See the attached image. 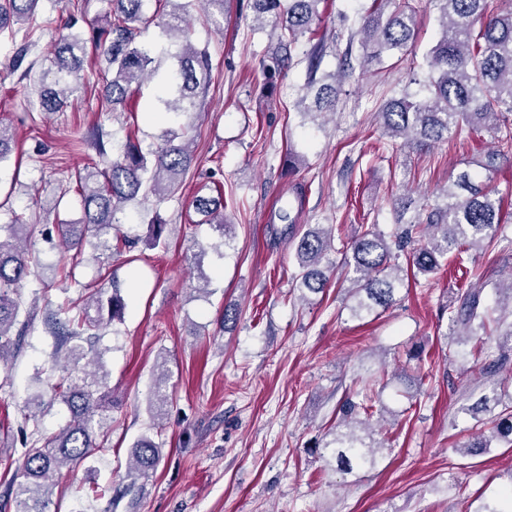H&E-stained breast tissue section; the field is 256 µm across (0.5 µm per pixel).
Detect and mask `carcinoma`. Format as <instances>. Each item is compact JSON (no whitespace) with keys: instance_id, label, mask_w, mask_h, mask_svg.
<instances>
[{"instance_id":"carcinoma-1","label":"carcinoma","mask_w":512,"mask_h":512,"mask_svg":"<svg viewBox=\"0 0 512 512\" xmlns=\"http://www.w3.org/2000/svg\"><path fill=\"white\" fill-rule=\"evenodd\" d=\"M41 0H0V45H9V53L0 60V71L8 75H29L24 66L35 41L31 30L19 28L22 23L36 22ZM112 12L100 19L98 44L101 56L112 69L106 98L112 106L123 105L133 94L132 85L151 80L158 73L150 50L140 45L138 23L144 19L149 3H154L153 17L166 44L171 48L172 64L161 82V99L166 113L190 115L197 105L202 76L208 75L210 55L194 46L189 39L185 14L187 0H109ZM253 11V22L270 26L277 40L268 71H280L292 63V49L312 26L320 21L319 5L324 0H239ZM171 6L173 13L165 12ZM437 10L440 36L427 52L428 94L413 99L405 94L389 100L379 112L386 135L397 141L400 149L422 150L438 142L486 132L496 141L495 149L476 152L466 169L448 182L442 191L443 203L436 204L418 217L404 220L412 201H402L397 209L396 232L385 235L377 225L365 227L341 251L339 265L323 262L335 249L334 228L306 230L294 242L300 290L319 293L337 278L338 268L353 276L346 289L351 316L363 319L385 311L396 303V295L404 286L399 265L405 256L407 266L421 275L433 273L441 259L450 253L488 250L503 224L501 202L494 191L478 180L477 170L493 171L499 160L512 154V6L500 9L493 0H428ZM417 35L415 11L408 0H372V7L361 18L354 32L366 54L359 60L360 73L382 54L397 55L398 60L412 53ZM326 49L324 38L302 50L299 62L306 64V82L300 88L297 105L313 97L315 111L305 112L310 118L334 112L336 83L353 76L350 63L339 70L319 73ZM84 45L70 32L55 40L52 66L55 87L39 91L38 102L43 111L63 108L68 92L77 87L83 69ZM98 160L75 173L74 191L80 196L82 218L77 224H60L65 243L82 248L88 243L94 249L112 250V244L123 247L138 242L128 235H118L117 213L137 197L163 201L182 184L192 161L186 133L165 130L160 144L147 150L127 139L113 156L101 141L95 142ZM215 196H195V211L210 217L211 226L222 232L224 224V190L216 188ZM0 368L8 366L7 355L13 346L12 327L19 316L20 305L13 294L27 278L36 275L30 253L31 225L22 223L13 213L0 231ZM488 281H477L464 289L457 306L448 307V320L458 328L456 344L466 350L476 336L487 333L489 307L484 303ZM125 302L120 288L112 285V294L100 291L85 293L50 315L55 333L64 338H78L97 331L123 318ZM95 315H90V311ZM506 341L499 345L497 361L485 371L495 372L512 359V328L503 333ZM94 359L86 358L84 349L74 346L63 366L68 373V386H53L54 396L67 406L70 419L57 433L42 435L23 453L17 467L20 473L13 481L14 512H49L52 488L63 470H74L86 459L105 449L107 429L112 418L99 404L97 393L105 385V376L87 370ZM502 410L491 419L489 433H481L459 448L464 455L487 448L496 437L512 436V394L503 391L494 398ZM389 412L377 404L374 395L358 391L339 406L336 432L331 443L336 467L353 469V465L372 469L377 453L384 445L373 440L371 421ZM162 448L148 437L139 439L131 451L128 476L145 478L162 459Z\"/></svg>"}]
</instances>
